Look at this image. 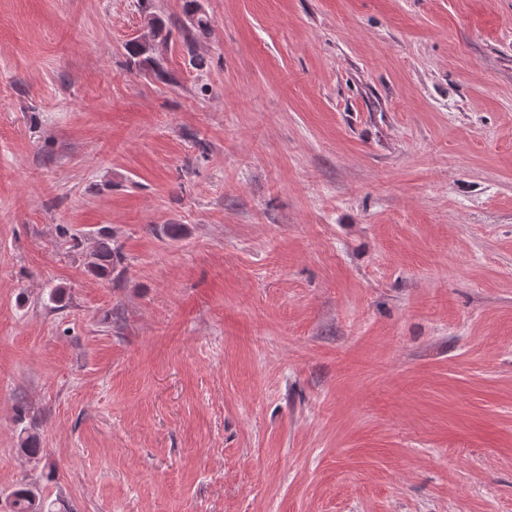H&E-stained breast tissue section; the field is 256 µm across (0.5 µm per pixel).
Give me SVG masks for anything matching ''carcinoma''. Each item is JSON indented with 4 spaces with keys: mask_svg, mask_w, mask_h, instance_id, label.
<instances>
[{
    "mask_svg": "<svg viewBox=\"0 0 512 512\" xmlns=\"http://www.w3.org/2000/svg\"><path fill=\"white\" fill-rule=\"evenodd\" d=\"M183 9L184 21L176 19L166 22L152 13L146 15L145 31L125 44L128 62L147 67L158 78L165 77L166 71L157 57V50L159 46L173 42V35L176 34L190 56V64L198 70L207 67V60L200 53V45L211 32L212 20L202 9L199 0H184ZM124 259L121 246L110 237L101 235L88 256L87 268L95 276L108 279ZM8 506V512H60L56 502L47 500L26 486L11 492Z\"/></svg>",
    "mask_w": 512,
    "mask_h": 512,
    "instance_id": "obj_1",
    "label": "carcinoma"
}]
</instances>
